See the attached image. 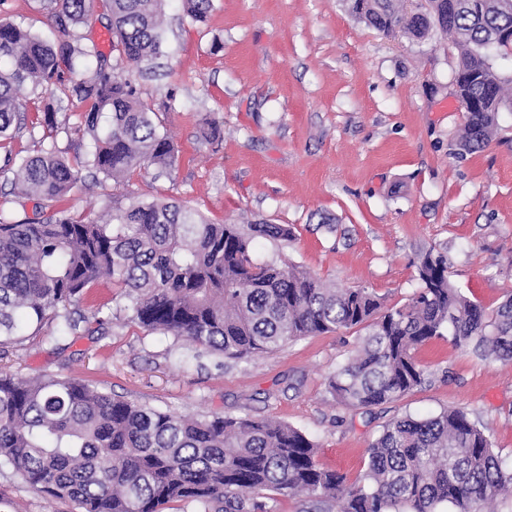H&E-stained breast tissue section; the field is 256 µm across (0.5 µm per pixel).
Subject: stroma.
Instances as JSON below:
<instances>
[{
    "label": "stroma",
    "instance_id": "1",
    "mask_svg": "<svg viewBox=\"0 0 512 512\" xmlns=\"http://www.w3.org/2000/svg\"><path fill=\"white\" fill-rule=\"evenodd\" d=\"M1 19L45 39L59 36L42 0H0ZM162 30L165 54L138 83L179 150L175 168L160 178L134 175L125 186L88 181L58 209L93 219L106 201L132 192L177 199L216 224H286L292 238L260 240L256 260L290 262L390 304L418 289L417 262L431 249L447 255L453 283L473 301L493 309L512 294V94L490 146L460 151L451 40L385 36L358 22L346 0H214L203 26L180 0H167ZM74 31L115 65L102 7ZM48 101L25 91L29 123L0 141V158L43 148L30 123ZM82 109L73 103L56 115L55 145L72 158L89 147L76 129ZM209 120L221 129L212 142L201 136ZM126 304L110 281H99L72 307L86 319L84 333L52 343L27 338L0 355V368L74 376L177 414L282 420L318 444L323 465L351 480L388 421L458 408L512 467V364L434 339L416 352L432 382L366 412L338 403L328 388L358 347L356 330L234 359L145 329ZM0 512L79 510L2 467Z\"/></svg>",
    "mask_w": 512,
    "mask_h": 512
}]
</instances>
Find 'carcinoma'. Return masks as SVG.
Wrapping results in <instances>:
<instances>
[{
	"instance_id": "cac0c4a2",
	"label": "carcinoma",
	"mask_w": 512,
	"mask_h": 512,
	"mask_svg": "<svg viewBox=\"0 0 512 512\" xmlns=\"http://www.w3.org/2000/svg\"><path fill=\"white\" fill-rule=\"evenodd\" d=\"M165 0H102L112 21L118 59L146 65L162 52ZM186 16L206 23L212 0H183ZM412 13L406 0H350L355 17L384 34L417 40L437 27L459 52L455 75L464 111L460 148L491 143L505 91L488 50L512 27V0H429ZM93 0H49L45 8L64 38L48 42L0 21V139L25 119L23 91L55 93L85 105L78 128L90 138L83 158L55 148L7 154L0 176L37 201L36 217L0 216V347L25 329L43 337L76 335L68 306L108 278L146 329L241 358L273 354L293 338L359 329V349L329 379L340 403L354 409L395 401L431 381L415 351L434 338L471 346L488 362H512V296L489 310L464 295L448 260L429 250L418 265L419 289L387 306L366 288H336L291 264L256 263L259 238L288 240L287 224H213L174 200L128 196L96 221L43 210L85 181L82 172L117 185L149 169L161 176L178 149L159 131L157 113L136 82L97 63L94 46L70 36ZM49 104L36 124L57 132ZM319 448L286 422L260 418L177 415L115 398L80 379L0 374V465L34 489L72 502L80 512H166L173 502L201 512H272L257 497L304 494L336 503V512H490L512 495L491 436L460 409L404 415L388 422L353 482L318 461Z\"/></svg>"
}]
</instances>
